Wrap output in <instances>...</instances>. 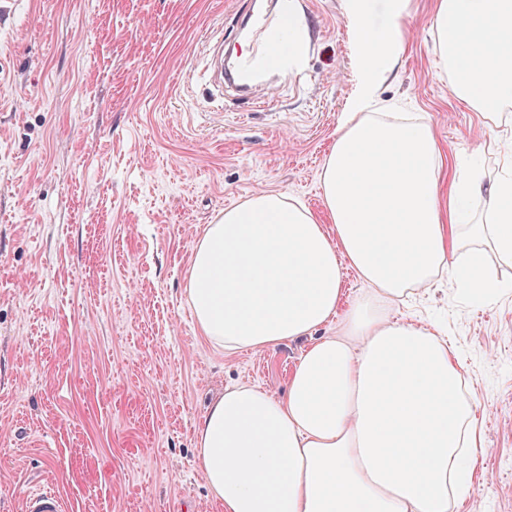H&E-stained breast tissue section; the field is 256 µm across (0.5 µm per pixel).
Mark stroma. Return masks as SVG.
<instances>
[{
	"label": "stroma",
	"instance_id": "stroma-1",
	"mask_svg": "<svg viewBox=\"0 0 512 512\" xmlns=\"http://www.w3.org/2000/svg\"><path fill=\"white\" fill-rule=\"evenodd\" d=\"M409 0L382 112H415L448 171L501 173L490 135L451 92L432 19ZM303 72L216 94V45L240 55L278 0H0V512L53 483L66 512H222L194 429L234 385L285 395L309 345L227 351L188 301L194 246L225 208L282 192L324 215L319 174L363 82L357 28L389 23L367 0H293ZM492 303L450 276L389 313L444 329L490 453L451 512H512V268Z\"/></svg>",
	"mask_w": 512,
	"mask_h": 512
}]
</instances>
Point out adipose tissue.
<instances>
[{"mask_svg":"<svg viewBox=\"0 0 512 512\" xmlns=\"http://www.w3.org/2000/svg\"><path fill=\"white\" fill-rule=\"evenodd\" d=\"M386 33L362 48L368 74L320 173L331 223L286 194L259 192L198 239L189 271L197 324L227 351L263 350L314 333L342 297V268L368 286L339 336L315 340L279 398L227 388L196 427L209 490L224 512H449L486 450L455 349L390 318L387 303L448 271L493 301L490 259L512 262V144L494 137L507 172L491 183L455 176L443 192L441 149L428 124L372 109L397 63L406 0H389ZM439 52L462 102H512V0H438ZM487 215L468 218V198Z\"/></svg>","mask_w":512,"mask_h":512,"instance_id":"1","label":"adipose tissue"}]
</instances>
